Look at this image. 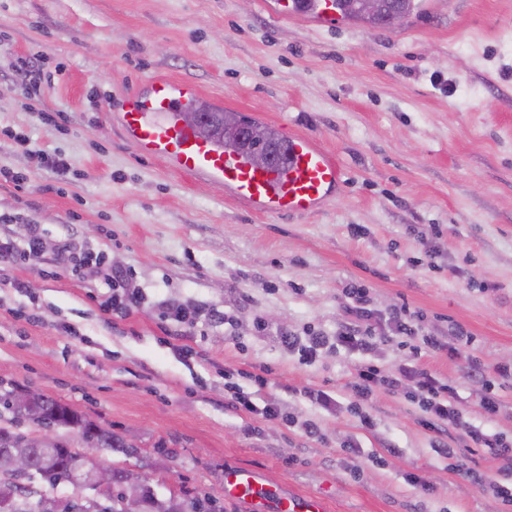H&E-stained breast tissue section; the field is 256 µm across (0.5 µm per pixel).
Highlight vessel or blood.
<instances>
[{
	"label": "vessel or blood",
	"mask_w": 512,
	"mask_h": 512,
	"mask_svg": "<svg viewBox=\"0 0 512 512\" xmlns=\"http://www.w3.org/2000/svg\"><path fill=\"white\" fill-rule=\"evenodd\" d=\"M279 15H299L317 25L335 26V0H275ZM195 88L161 76L129 92L117 109L126 139L140 152L164 158L176 171L199 176L224 188L256 210L302 215L315 210L339 192L342 171L311 136H288L287 162L283 167L260 169L233 149L184 125L180 115L193 107ZM224 491L235 499L263 501L267 489L250 470L232 469L224 476ZM279 512H324L315 497L282 498Z\"/></svg>",
	"instance_id": "obj_1"
}]
</instances>
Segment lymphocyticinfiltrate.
Instances as JSON below:
<instances>
[{"instance_id":"1","label":"lymphocytic infiltrate","mask_w":512,"mask_h":512,"mask_svg":"<svg viewBox=\"0 0 512 512\" xmlns=\"http://www.w3.org/2000/svg\"><path fill=\"white\" fill-rule=\"evenodd\" d=\"M106 279L110 294L104 302V312L115 318L128 317L140 300L139 288L133 285L127 273L119 269H109ZM345 298L351 321L337 330L335 338L322 334L301 338L285 333L281 336L282 343L298 350L301 359L306 362L315 361L332 340L348 349L370 354L380 335L371 322L373 313L367 306L366 292L361 288H351L346 290ZM413 319V314L404 306L390 313L389 321L400 338L405 357L395 370L389 372L382 371L370 362L357 368L350 385L355 401L350 409L351 414L358 419L361 427H369L371 415L364 410L363 404L372 399L376 388L393 393L403 392L406 398L418 405L421 411L420 425L434 433L433 448L438 455L457 460L460 451L449 447L446 436L447 430L452 428L462 439L470 441L473 447L484 449L499 460L498 476L494 479L475 475L461 464L457 465L456 471L465 479L476 482L479 487L492 490L512 512V442H505L497 434L473 426L462 410L455 406L454 387L418 367L417 359L422 352H438L444 350L445 345L439 337L421 334Z\"/></svg>"}]
</instances>
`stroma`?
<instances>
[{
    "label": "stroma",
    "instance_id": "obj_1",
    "mask_svg": "<svg viewBox=\"0 0 512 512\" xmlns=\"http://www.w3.org/2000/svg\"><path fill=\"white\" fill-rule=\"evenodd\" d=\"M418 2L392 28H322L266 0H0V171L22 178L0 180V237L23 243L19 225L34 224L45 246L40 265L0 263V389L68 404L135 444L102 465L224 512H277L227 497L230 466L326 512H504L438 456L403 394L378 390L368 429L348 412L356 367L394 369L397 338L311 363L280 342L334 336L352 287L378 322L408 306L448 344L419 367L456 388L470 423L512 440V379L490 419L467 374L471 354L512 363V0ZM155 75L197 88L198 105L313 136L341 165L339 193L306 215L256 211L142 155L114 107ZM34 151L66 159V178ZM67 245L104 267L72 278L54 263ZM108 265L141 290L123 319L101 308ZM170 302L198 310L194 327L166 318ZM229 369L256 412L232 407ZM309 388L338 409L311 405ZM268 402L292 425L266 419Z\"/></svg>",
    "mask_w": 512,
    "mask_h": 512
}]
</instances>
